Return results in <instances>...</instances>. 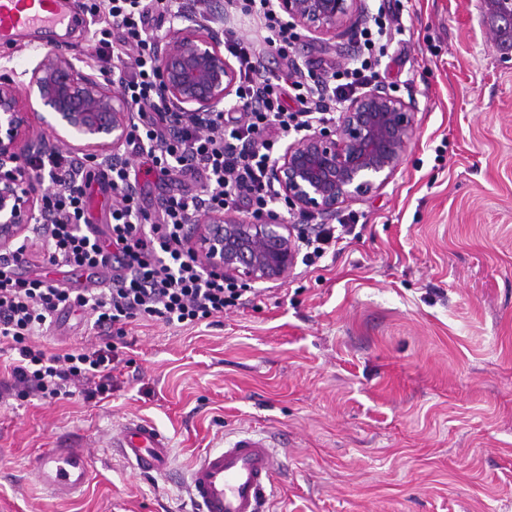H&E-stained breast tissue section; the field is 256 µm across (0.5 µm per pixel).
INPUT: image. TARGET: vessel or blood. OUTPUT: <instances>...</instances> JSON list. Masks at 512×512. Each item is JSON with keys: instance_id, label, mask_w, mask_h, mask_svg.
Returning <instances> with one entry per match:
<instances>
[{"instance_id": "b4317fda", "label": "vessel or blood", "mask_w": 512, "mask_h": 512, "mask_svg": "<svg viewBox=\"0 0 512 512\" xmlns=\"http://www.w3.org/2000/svg\"><path fill=\"white\" fill-rule=\"evenodd\" d=\"M72 0H0V48L45 47V38L70 23ZM111 448L130 467L142 472L168 473L173 448L170 439L151 424L130 420L113 437ZM274 456L268 437L247 429L205 450L191 474V495L197 512H264L273 486ZM90 474L83 449L65 444L44 451L35 463L37 482L58 497L80 490Z\"/></svg>"}]
</instances>
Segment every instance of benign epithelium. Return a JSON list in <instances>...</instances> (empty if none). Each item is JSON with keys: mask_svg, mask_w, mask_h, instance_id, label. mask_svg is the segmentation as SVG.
Masks as SVG:
<instances>
[{"mask_svg": "<svg viewBox=\"0 0 512 512\" xmlns=\"http://www.w3.org/2000/svg\"><path fill=\"white\" fill-rule=\"evenodd\" d=\"M278 6L294 26L334 37L353 24L363 0H278ZM154 51L160 95L175 116L209 118L233 94L237 70L218 34L196 16L185 17V25L156 42ZM116 84L80 73L60 49L43 55L22 89L0 78L1 251L29 232L46 193L23 186L18 159L24 149L46 152L65 143L93 160L120 153L134 117ZM24 93L36 94L49 116L32 120ZM415 136V104L376 87L352 99L334 129L287 144L271 178L299 213L329 218L339 205L392 176ZM188 246L208 267L247 284L283 282L298 261L296 241L276 217L253 223L232 211L203 213L194 220Z\"/></svg>", "mask_w": 512, "mask_h": 512, "instance_id": "1", "label": "benign epithelium"}]
</instances>
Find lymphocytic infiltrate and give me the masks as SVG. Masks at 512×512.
<instances>
[{
	"instance_id": "lymphocytic-infiltrate-1",
	"label": "lymphocytic infiltrate",
	"mask_w": 512,
	"mask_h": 512,
	"mask_svg": "<svg viewBox=\"0 0 512 512\" xmlns=\"http://www.w3.org/2000/svg\"><path fill=\"white\" fill-rule=\"evenodd\" d=\"M184 0H83L96 24L91 58L106 57L127 70L122 93L137 112L126 140L132 154L147 155L151 172L173 188L149 216L128 159L88 170L82 158L54 152L27 156L23 169L49 180L41 206L42 240L37 250L20 243L0 254V343L16 354L0 395L25 400H63L82 393L106 394L127 324L142 320L193 327L244 306L245 285L207 270L187 246V229L203 212L247 210L255 220L289 209L269 176L284 139L335 121L352 98L377 85L389 49L406 28L378 7L357 34L358 51L329 73L289 62L299 34L275 9V0H224V9L253 18L260 36L224 33V51L235 59L237 109L217 113L206 125L177 120L158 93L152 18H179ZM275 55L287 70L268 71L261 59ZM115 198L106 235L86 224V191L92 179ZM356 217L319 225L307 236L305 265L313 266L348 236ZM51 266L71 273L101 272L95 287L65 288L28 267ZM83 311L99 341L46 354L33 341L60 311Z\"/></svg>"
}]
</instances>
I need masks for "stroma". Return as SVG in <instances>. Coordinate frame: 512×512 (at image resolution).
I'll return each instance as SVG.
<instances>
[{
    "label": "stroma",
    "instance_id": "obj_1",
    "mask_svg": "<svg viewBox=\"0 0 512 512\" xmlns=\"http://www.w3.org/2000/svg\"><path fill=\"white\" fill-rule=\"evenodd\" d=\"M410 36L380 81L415 101L395 174L340 205L354 238L193 328L127 326L104 400L0 404V512H190L197 456L242 428L279 468L267 512H512V49L489 0H366ZM301 33L324 69L357 48ZM130 419L174 444L168 475L106 454ZM92 450L80 493L50 496L42 450Z\"/></svg>",
    "mask_w": 512,
    "mask_h": 512
}]
</instances>
